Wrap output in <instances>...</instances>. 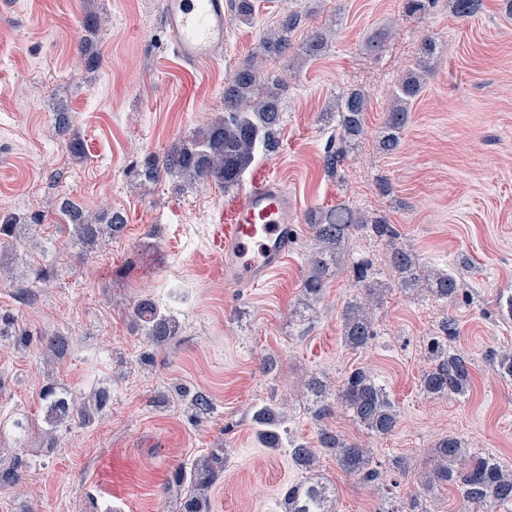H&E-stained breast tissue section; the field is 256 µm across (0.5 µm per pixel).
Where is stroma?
<instances>
[{
  "label": "stroma",
  "mask_w": 512,
  "mask_h": 512,
  "mask_svg": "<svg viewBox=\"0 0 512 512\" xmlns=\"http://www.w3.org/2000/svg\"><path fill=\"white\" fill-rule=\"evenodd\" d=\"M252 24L228 17L223 57L201 73H184L165 45L161 0H0V216L42 211L45 221L20 230L14 249H0V313L33 337L59 335L63 358L37 345L0 342V459L26 465L17 490H0V512H178L164 493L171 470L224 448V474L210 512H282L289 486L304 479L287 449L264 447L254 407L273 404L292 440L315 445L326 428L369 448L385 482L346 475L319 452L316 474L336 490V512H396L429 468L428 450L453 435L475 452L512 468V380L501 378L490 352L512 349V318L499 303L512 295V7L484 0L472 18L448 0L410 14L404 0H255ZM291 11L307 30H333L321 56L293 54L265 67L287 82L278 151L259 159L240 187L214 184L186 191L172 181L141 185L136 166L163 156L178 140L224 114V78L248 59L263 32ZM101 26L87 36V14ZM377 32L379 53L364 50ZM440 52L413 103L396 153L377 135L394 85L417 59L425 35ZM363 90L366 133L341 179L325 175L322 157L334 132L322 114L338 93ZM66 108L86 157L73 160L54 111ZM279 179L296 206L298 236L271 285L235 288L224 278L214 242L246 189ZM387 179L390 193L378 187ZM99 211H119L120 233L92 250L73 242L61 197ZM338 203L383 216L396 242L427 265L456 273L462 292L449 305L399 287L388 246L372 229L353 233L345 264L304 321L294 310L315 241L309 211ZM366 258L385 293L376 334L363 350L341 342L340 314L358 291L351 262ZM47 279L18 299L14 281L27 268ZM148 297L169 312L179 333L149 347L131 323ZM456 320V352L471 362L462 397L433 398L420 389L428 344L440 321ZM361 368L389 392L396 429L367 434L337 409L306 414L305 391L316 377L339 384ZM54 382L77 399L109 394L88 426H61L53 443L41 435L40 392ZM200 391L214 410L194 422L178 388ZM27 423L19 432L15 421Z\"/></svg>",
  "instance_id": "stroma-1"
}]
</instances>
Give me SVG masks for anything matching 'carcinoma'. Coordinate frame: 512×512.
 Listing matches in <instances>:
<instances>
[{
  "mask_svg": "<svg viewBox=\"0 0 512 512\" xmlns=\"http://www.w3.org/2000/svg\"><path fill=\"white\" fill-rule=\"evenodd\" d=\"M452 12L459 18H470L481 12L483 0H448ZM235 17L245 25L255 18L254 0H231ZM302 15L291 11L282 16L277 27L267 31L260 39V53L281 56L292 49L296 55L311 58L329 48L331 31L316 28L298 45L292 41L300 27ZM438 44L431 35L425 36L419 46V60L415 69L406 73L392 91L391 104L386 112L377 141L381 152L392 154L400 145V136L410 119V105L422 93L425 76L431 71L430 63L437 55ZM284 80L264 73V62L250 58L224 83V116L177 141L159 160L153 155L144 158L137 171L143 182L156 184L172 179L182 189H193L201 184L213 183L229 191L239 186L247 170L258 157L274 151L279 144L277 135L283 123L282 92ZM367 96L351 89L336 97L335 105L323 113L325 121L336 122V137L330 139L323 155V168L327 176L342 175L355 141L364 136V113ZM55 128L69 134L67 150L76 159L85 158L82 140L71 133V116L64 110L55 112ZM61 213L68 221L69 235L92 248L104 233H117L124 224L121 212H90L69 198L58 202ZM316 250L309 257L308 274L302 284L304 306L312 310L321 299L333 269L337 268L341 246L349 236L372 225L374 233L388 240L396 238L394 227L379 218L370 220L346 204L310 212L306 218ZM41 223V214L32 213L0 224V245L17 239L18 227ZM389 265L397 276L400 288L408 292L431 296L438 301L453 304L461 292L457 276L433 269L421 262L410 250L392 245ZM360 292L346 302L341 312V338L350 350L368 346L375 336L373 310L380 302L384 289L368 275V265L357 264ZM133 316L151 346L170 343L178 334L176 321L161 312L148 299L134 304ZM455 319L445 317L438 325V333L430 342L429 367L421 377L423 393L434 398L464 395L471 387V362L452 353L448 340L456 336ZM13 339L26 346L31 336L16 330L13 319L0 315V338ZM494 370L504 378L512 379V350L492 354ZM310 399L308 411L314 418L331 414L334 404H340L359 426L376 436L390 434L398 424L395 403L383 385L363 369H354L346 376L336 394L327 391L318 379L304 383ZM192 416L200 419L213 411L209 396L201 392L184 391ZM109 399L108 393L99 391L89 401L78 402L49 383L41 390L45 421L52 427L62 423L81 426L92 421ZM252 420L263 444L273 450L283 444L285 429L283 417L271 406L258 407ZM318 444L325 452L336 457L340 468L360 477L365 483L380 479L381 473L372 466V457L362 445L349 442L337 433L322 428ZM430 469L421 482V490L430 492L437 487L454 483L460 492L467 512H491L506 506L512 508V471L501 465L495 456L475 454L465 448L453 435L440 439L430 449ZM293 459L299 470L310 473L317 463L316 451L305 444L292 447ZM224 473V449L213 448L194 460L190 466H177L170 475L166 492L182 495V512H208L210 492ZM24 476L22 463L0 466V489H11ZM284 512H335L330 489L323 482L308 476L288 488L283 500Z\"/></svg>",
  "mask_w": 512,
  "mask_h": 512,
  "instance_id": "carcinoma-1",
  "label": "carcinoma"
}]
</instances>
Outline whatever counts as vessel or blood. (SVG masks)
I'll return each instance as SVG.
<instances>
[{"mask_svg":"<svg viewBox=\"0 0 512 512\" xmlns=\"http://www.w3.org/2000/svg\"><path fill=\"white\" fill-rule=\"evenodd\" d=\"M228 0H162L168 48L186 73L209 68L224 54ZM295 207L277 179L249 190L232 222L220 227L224 278L230 284L267 285L284 267L296 240Z\"/></svg>","mask_w":512,"mask_h":512,"instance_id":"1","label":"vessel or blood"}]
</instances>
